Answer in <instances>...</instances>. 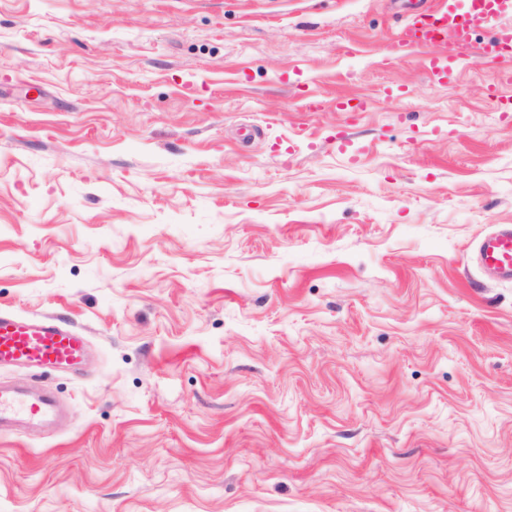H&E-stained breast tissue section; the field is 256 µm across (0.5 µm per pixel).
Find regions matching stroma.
<instances>
[{"mask_svg": "<svg viewBox=\"0 0 512 512\" xmlns=\"http://www.w3.org/2000/svg\"><path fill=\"white\" fill-rule=\"evenodd\" d=\"M431 0H0V512H512V83L390 42ZM363 100L341 112L336 98ZM474 257L488 275L512 281V225L502 224L484 235L477 244ZM88 338L54 315L0 310V366L73 371L88 356ZM64 417L62 407L51 393L0 381V435L13 433L18 423L44 426Z\"/></svg>", "mask_w": 512, "mask_h": 512, "instance_id": "1", "label": "stroma"}]
</instances>
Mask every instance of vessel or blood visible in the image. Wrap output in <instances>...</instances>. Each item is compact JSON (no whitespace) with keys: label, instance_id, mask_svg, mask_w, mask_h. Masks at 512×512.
Listing matches in <instances>:
<instances>
[{"label":"vessel or blood","instance_id":"obj_1","mask_svg":"<svg viewBox=\"0 0 512 512\" xmlns=\"http://www.w3.org/2000/svg\"><path fill=\"white\" fill-rule=\"evenodd\" d=\"M511 16L512 0H440L436 8L411 15L391 48L399 55L428 49L424 67L434 82L444 84L455 74L457 62L476 47L492 66L512 62ZM481 30L491 37L479 44L475 35ZM474 257L488 275L512 280V225L484 235ZM87 356V336L70 323L53 315L0 310V366L73 371ZM63 418L51 393L0 381V435L13 433L19 423L44 426Z\"/></svg>","mask_w":512,"mask_h":512}]
</instances>
